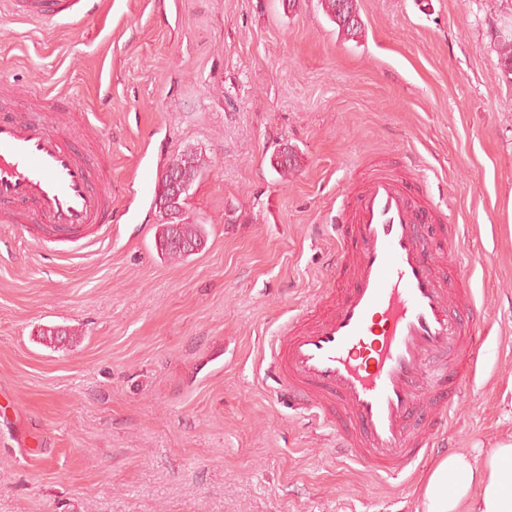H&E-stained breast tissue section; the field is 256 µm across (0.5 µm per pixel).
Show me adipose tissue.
Wrapping results in <instances>:
<instances>
[{
  "instance_id": "obj_1",
  "label": "adipose tissue",
  "mask_w": 512,
  "mask_h": 512,
  "mask_svg": "<svg viewBox=\"0 0 512 512\" xmlns=\"http://www.w3.org/2000/svg\"><path fill=\"white\" fill-rule=\"evenodd\" d=\"M425 512H512V434L481 462L463 453L441 459L423 483Z\"/></svg>"
}]
</instances>
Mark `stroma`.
I'll use <instances>...</instances> for the list:
<instances>
[{"label":"stroma","instance_id":"35a3bbf8","mask_svg":"<svg viewBox=\"0 0 512 512\" xmlns=\"http://www.w3.org/2000/svg\"><path fill=\"white\" fill-rule=\"evenodd\" d=\"M95 3L46 21L0 0V111L70 98L120 213L72 259L0 223V512H424L436 456L396 476L339 456L259 361L332 270L341 195L410 159L487 316L448 443L479 460L512 432V0H359L351 39L319 0ZM185 150L205 245L171 260L152 199Z\"/></svg>","mask_w":512,"mask_h":512}]
</instances>
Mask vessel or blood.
Here are the masks:
<instances>
[{"label": "vessel or blood", "instance_id": "b4317fda", "mask_svg": "<svg viewBox=\"0 0 512 512\" xmlns=\"http://www.w3.org/2000/svg\"><path fill=\"white\" fill-rule=\"evenodd\" d=\"M89 2L13 0L18 14L51 20L81 18ZM107 154L76 147L17 100L0 113V222L63 256L109 238ZM456 244L422 180L376 161L341 200L321 293L269 342L267 377L376 472L434 451L474 374L486 317L467 270L438 262Z\"/></svg>", "mask_w": 512, "mask_h": 512}]
</instances>
